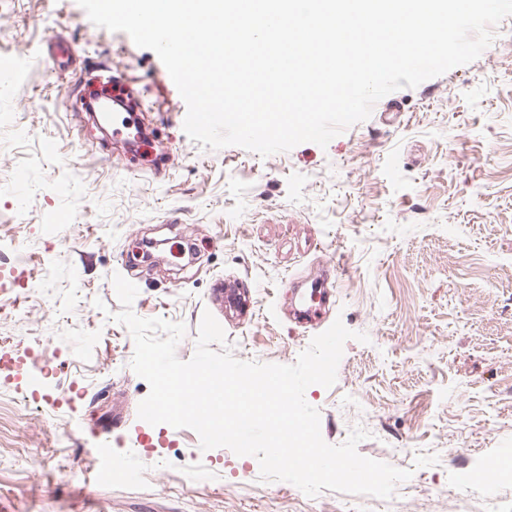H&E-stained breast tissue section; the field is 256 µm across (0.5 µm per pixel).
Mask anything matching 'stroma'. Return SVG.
<instances>
[{"instance_id": "1", "label": "stroma", "mask_w": 512, "mask_h": 512, "mask_svg": "<svg viewBox=\"0 0 512 512\" xmlns=\"http://www.w3.org/2000/svg\"><path fill=\"white\" fill-rule=\"evenodd\" d=\"M494 32L476 60L386 95L327 147L263 158L191 141L157 54L77 0H0V349L32 354L0 372V512H512V17ZM55 35L74 48L63 72L37 54ZM89 58L155 101L156 162L67 108ZM146 237L199 259L142 264ZM116 273L139 289L137 316L185 325L183 361L207 312L236 358L263 363H295L338 319L366 333L305 399L327 443L362 426L359 454L411 479L383 501L310 498L261 481L256 457L141 420L149 385L111 319ZM116 413L112 451L133 475L106 484L91 429ZM419 453L438 464L415 467ZM476 466L481 490L449 496L452 472Z\"/></svg>"}]
</instances>
